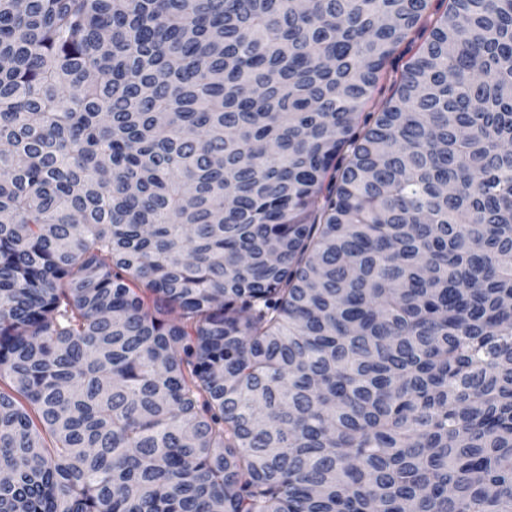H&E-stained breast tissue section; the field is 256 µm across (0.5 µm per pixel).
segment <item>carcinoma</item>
Here are the masks:
<instances>
[{"label": "carcinoma", "instance_id": "obj_1", "mask_svg": "<svg viewBox=\"0 0 512 512\" xmlns=\"http://www.w3.org/2000/svg\"><path fill=\"white\" fill-rule=\"evenodd\" d=\"M0 0V512H512V0ZM419 32L411 36L412 41L400 46L393 58L387 63L382 77L373 93V107H380L394 92L395 82L399 78L401 69L406 61L416 52L422 42Z\"/></svg>", "mask_w": 512, "mask_h": 512}]
</instances>
